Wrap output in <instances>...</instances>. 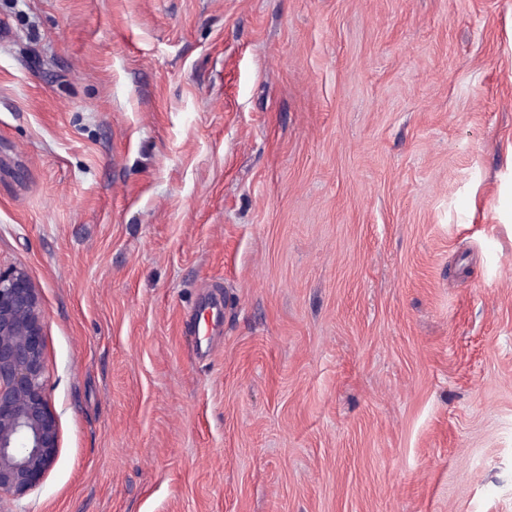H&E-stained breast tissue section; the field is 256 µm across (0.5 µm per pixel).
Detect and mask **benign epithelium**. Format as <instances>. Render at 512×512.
I'll use <instances>...</instances> for the list:
<instances>
[{
  "instance_id": "obj_1",
  "label": "benign epithelium",
  "mask_w": 512,
  "mask_h": 512,
  "mask_svg": "<svg viewBox=\"0 0 512 512\" xmlns=\"http://www.w3.org/2000/svg\"><path fill=\"white\" fill-rule=\"evenodd\" d=\"M43 321L27 270L0 267V495L20 498L38 487L58 451L45 392Z\"/></svg>"
}]
</instances>
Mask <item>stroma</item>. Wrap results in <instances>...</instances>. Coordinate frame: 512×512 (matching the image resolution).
I'll return each mask as SVG.
<instances>
[{
	"label": "stroma",
	"instance_id": "stroma-1",
	"mask_svg": "<svg viewBox=\"0 0 512 512\" xmlns=\"http://www.w3.org/2000/svg\"><path fill=\"white\" fill-rule=\"evenodd\" d=\"M511 158L512 0H0V512H512ZM43 321L27 270L0 266V496L20 498L38 487L58 451L43 379Z\"/></svg>",
	"mask_w": 512,
	"mask_h": 512
}]
</instances>
